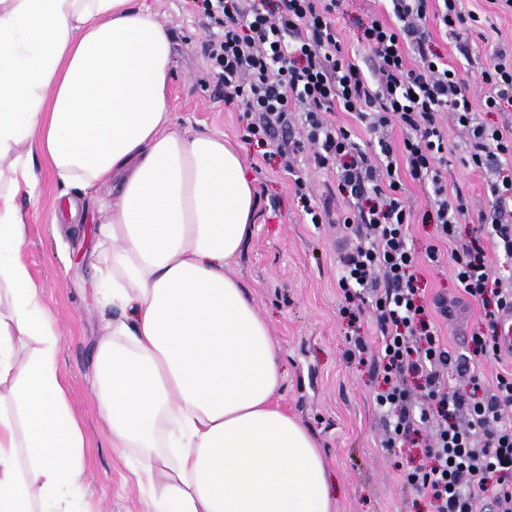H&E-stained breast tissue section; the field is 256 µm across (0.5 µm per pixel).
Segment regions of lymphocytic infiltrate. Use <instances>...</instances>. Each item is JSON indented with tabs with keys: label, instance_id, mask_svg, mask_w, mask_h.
Returning <instances> with one entry per match:
<instances>
[{
	"label": "lymphocytic infiltrate",
	"instance_id": "1",
	"mask_svg": "<svg viewBox=\"0 0 512 512\" xmlns=\"http://www.w3.org/2000/svg\"><path fill=\"white\" fill-rule=\"evenodd\" d=\"M342 0H190L204 26L222 34L206 44L228 100L242 110L249 139L288 159L311 148L315 167L335 172L347 208L338 228L352 237L341 260L342 315L370 312L378 331L368 341L349 338L348 360L372 361L382 371L374 392L381 421L379 444L402 448L423 435V459L402 472L434 512H512V371L484 384L478 368L501 361L497 323L512 311V132L478 121V111L512 106V50L502 48L479 76L484 90L473 99L463 73L430 44L428 20L461 39L480 21L459 0H389L367 16L357 44L369 57L361 65L344 45L335 15ZM355 114L372 138L361 147L338 125L334 112ZM302 139H293V124ZM465 135L463 166L488 172L490 208L479 232L460 238L467 213L463 193L448 191L446 125ZM405 133L394 142L388 129ZM428 191L423 223L436 241L417 256L409 245L413 214L405 181ZM447 250H440V242ZM450 259L459 288L482 306L481 324L467 352L444 346L437 317L447 300L427 307L417 285L420 261ZM456 382H449V373Z\"/></svg>",
	"mask_w": 512,
	"mask_h": 512
}]
</instances>
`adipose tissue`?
<instances>
[{
	"mask_svg": "<svg viewBox=\"0 0 512 512\" xmlns=\"http://www.w3.org/2000/svg\"><path fill=\"white\" fill-rule=\"evenodd\" d=\"M172 33L133 0H0V512H80L85 438L60 335L20 259L36 161L111 246L96 398L147 512H333L316 438L278 402L282 356L228 273L257 194L223 134L170 107ZM38 346L22 353L18 339Z\"/></svg>",
	"mask_w": 512,
	"mask_h": 512,
	"instance_id": "adipose-tissue-1",
	"label": "adipose tissue"
}]
</instances>
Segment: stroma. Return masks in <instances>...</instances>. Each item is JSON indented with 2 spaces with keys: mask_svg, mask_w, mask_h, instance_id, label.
I'll return each mask as SVG.
<instances>
[{
  "mask_svg": "<svg viewBox=\"0 0 512 512\" xmlns=\"http://www.w3.org/2000/svg\"><path fill=\"white\" fill-rule=\"evenodd\" d=\"M147 3L174 34L170 102L178 129L223 133L255 181L256 224L230 271L243 282L281 350L285 379L280 403L317 438L334 512H430L427 499L401 480L411 455L378 446L377 371L346 358L350 329L339 313L343 293L337 276L347 240L335 225L311 223L297 205L280 158H263L262 148L246 140L239 112L225 104L223 86L210 75V31L186 0ZM462 7L486 14L489 26L462 43L435 25L428 32L435 49L472 80L493 51L512 44V14L498 11L490 0H462ZM461 140L459 131L449 129L448 183L467 199L468 214L458 228L467 237L489 198L483 174L463 167L458 158ZM36 171L38 202L24 194L17 198L24 216L21 259L62 336L59 375L86 437L80 506L85 512H146L144 496L113 448L94 397L95 346L102 322L112 316L111 309L97 303L93 289L99 216L91 211L80 224L53 223L52 205L61 186L46 161H38ZM420 286L426 300L442 296L453 306L455 317L440 322L439 334L449 351H466L481 307L457 287L451 263L422 266Z\"/></svg>",
  "mask_w": 512,
  "mask_h": 512,
  "instance_id": "35a3bbf8",
  "label": "stroma"
}]
</instances>
